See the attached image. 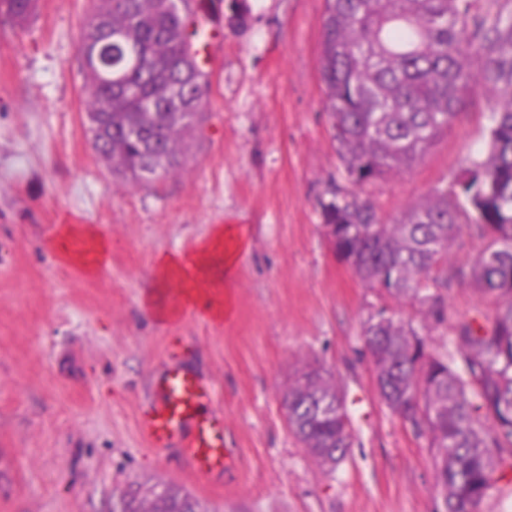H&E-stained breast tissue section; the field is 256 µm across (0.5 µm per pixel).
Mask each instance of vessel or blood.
Returning <instances> with one entry per match:
<instances>
[{"label": "vessel or blood", "mask_w": 512, "mask_h": 512, "mask_svg": "<svg viewBox=\"0 0 512 512\" xmlns=\"http://www.w3.org/2000/svg\"><path fill=\"white\" fill-rule=\"evenodd\" d=\"M180 343L169 347V360L153 380V399L140 414L139 428L150 447L180 449L195 473L207 477L228 470L224 417L210 411L208 382L184 364Z\"/></svg>", "instance_id": "vessel-or-blood-1"}]
</instances>
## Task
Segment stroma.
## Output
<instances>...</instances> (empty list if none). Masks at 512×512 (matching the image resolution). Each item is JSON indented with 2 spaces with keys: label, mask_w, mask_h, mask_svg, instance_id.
I'll list each match as a JSON object with an SVG mask.
<instances>
[{
  "label": "stroma",
  "mask_w": 512,
  "mask_h": 512,
  "mask_svg": "<svg viewBox=\"0 0 512 512\" xmlns=\"http://www.w3.org/2000/svg\"><path fill=\"white\" fill-rule=\"evenodd\" d=\"M97 2L39 0L21 27L0 15V512H116L156 485L199 512H444L435 451L382 403L362 337L384 304L423 317L364 283L322 226L340 178L319 75L324 0H196L214 32L211 91L180 166L148 184L114 172L88 132L78 43ZM487 126L478 90L429 152L363 196L393 220L450 182ZM66 224L110 243L95 274L49 249ZM226 225L244 240L231 316L189 306L154 319L143 301L157 258L197 253ZM176 339L235 459L207 479L138 427ZM313 360L345 393L354 438L331 473L281 407Z\"/></svg>",
  "instance_id": "obj_1"
}]
</instances>
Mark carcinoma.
Masks as SVG:
<instances>
[{
  "instance_id": "cac0c4a2",
  "label": "carcinoma",
  "mask_w": 512,
  "mask_h": 512,
  "mask_svg": "<svg viewBox=\"0 0 512 512\" xmlns=\"http://www.w3.org/2000/svg\"><path fill=\"white\" fill-rule=\"evenodd\" d=\"M78 45L86 112L98 123L94 148L137 182L181 162L186 135L206 96L208 73L187 41L186 13L168 0H100ZM320 78L341 173L356 187L410 168L448 130L464 99L487 96V148L402 217L383 221L372 200L338 186L320 202L336 225V254L362 281L448 324L440 289L466 283L488 318L461 315L448 346L430 344L412 323L382 306L363 326L379 395L388 410L436 450L435 485L445 512H477L502 480L512 483V0H325ZM18 25L36 0H0ZM464 226L481 241L466 269L448 267ZM282 406L295 439L336 470L352 444L343 395L331 371L308 365ZM123 512H197L164 486L130 495Z\"/></svg>"
}]
</instances>
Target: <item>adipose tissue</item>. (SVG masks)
I'll list each match as a JSON object with an SVG mask.
<instances>
[{
    "mask_svg": "<svg viewBox=\"0 0 512 512\" xmlns=\"http://www.w3.org/2000/svg\"><path fill=\"white\" fill-rule=\"evenodd\" d=\"M53 249L60 260L91 274L102 263L108 245L94 231L70 226L62 230ZM238 250L236 233L228 227L219 229L209 245L197 254L160 258L151 273L154 287L145 300L147 308L161 320L175 316V309L165 303L167 284L175 279L182 285L183 304L190 306L203 298L215 318L230 316L231 273Z\"/></svg>",
    "mask_w": 512,
    "mask_h": 512,
    "instance_id": "1",
    "label": "adipose tissue"
}]
</instances>
